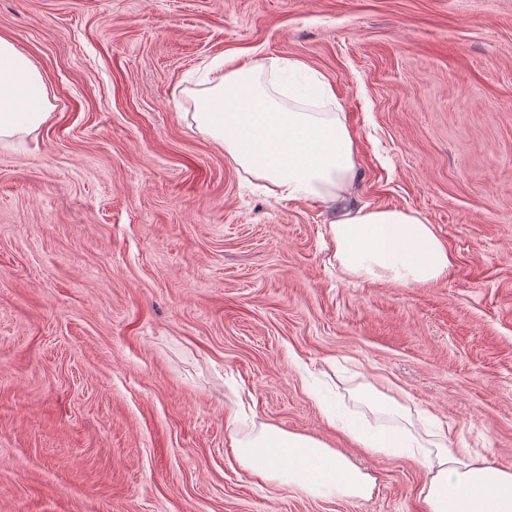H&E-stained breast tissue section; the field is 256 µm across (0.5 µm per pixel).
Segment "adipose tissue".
Here are the masks:
<instances>
[{"mask_svg": "<svg viewBox=\"0 0 512 512\" xmlns=\"http://www.w3.org/2000/svg\"><path fill=\"white\" fill-rule=\"evenodd\" d=\"M194 120L236 163L265 183L268 195L318 200L330 210L336 259L350 276H388L404 284L443 279L446 247L418 212L356 204L357 144L331 84L298 60L260 66L216 64ZM42 77L31 60L0 37V139L28 134L49 115ZM327 425L355 445L408 457L429 474L420 494L428 512H512V471L484 465L465 449H425L408 428L370 429L327 401ZM239 462L256 477L324 499H365L373 478L337 449L299 433L263 426L234 439Z\"/></svg>", "mask_w": 512, "mask_h": 512, "instance_id": "1", "label": "adipose tissue"}]
</instances>
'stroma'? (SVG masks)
I'll return each instance as SVG.
<instances>
[{
	"mask_svg": "<svg viewBox=\"0 0 512 512\" xmlns=\"http://www.w3.org/2000/svg\"><path fill=\"white\" fill-rule=\"evenodd\" d=\"M1 36L52 110L0 142V512H427V471L320 396L512 470V0H0ZM224 58L324 76L355 197L425 217L447 276L344 275L324 204L263 193L193 120ZM264 425L370 498L254 477L231 437Z\"/></svg>",
	"mask_w": 512,
	"mask_h": 512,
	"instance_id": "stroma-1",
	"label": "stroma"
}]
</instances>
